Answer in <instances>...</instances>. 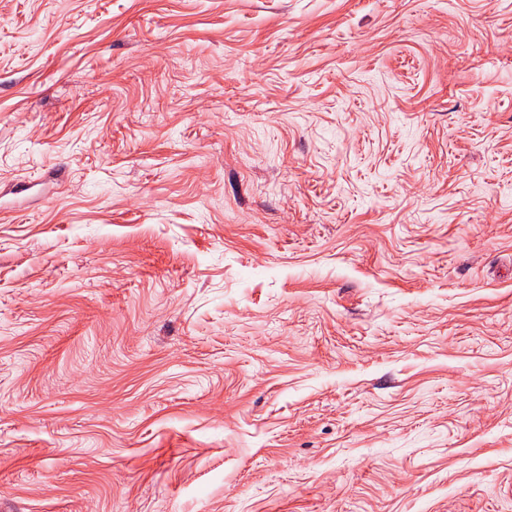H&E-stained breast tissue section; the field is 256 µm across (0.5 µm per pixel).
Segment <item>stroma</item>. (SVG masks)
I'll list each match as a JSON object with an SVG mask.
<instances>
[{"label":"stroma","mask_w":512,"mask_h":512,"mask_svg":"<svg viewBox=\"0 0 512 512\" xmlns=\"http://www.w3.org/2000/svg\"><path fill=\"white\" fill-rule=\"evenodd\" d=\"M0 512H512V0H0Z\"/></svg>","instance_id":"35a3bbf8"}]
</instances>
